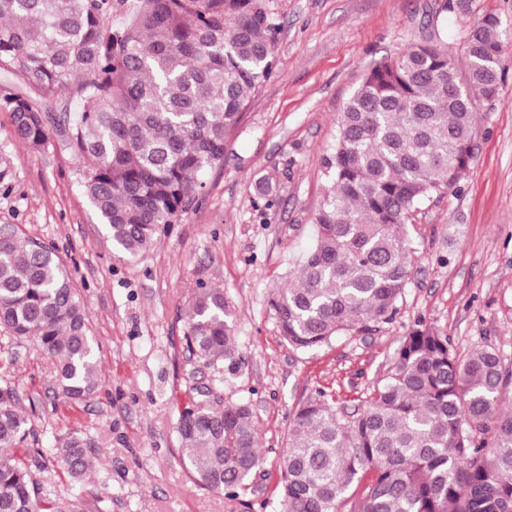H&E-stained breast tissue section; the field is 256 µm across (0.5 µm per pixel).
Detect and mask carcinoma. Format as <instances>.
<instances>
[{"instance_id": "carcinoma-1", "label": "carcinoma", "mask_w": 512, "mask_h": 512, "mask_svg": "<svg viewBox=\"0 0 512 512\" xmlns=\"http://www.w3.org/2000/svg\"><path fill=\"white\" fill-rule=\"evenodd\" d=\"M273 0H0V71L46 96L74 90L56 118L21 93L0 94L17 139L39 150L59 130L89 163L85 193L112 241L135 256L176 222L224 163L230 132L277 66ZM503 22L485 13L464 41L465 68L438 45L410 47L370 69L340 113L329 187L299 274L269 294L281 336L300 351L366 332L398 311L416 255L407 225L457 185L472 161L477 115L501 77ZM263 206L277 202L261 180ZM0 327L56 366L70 401L101 385L87 313L52 247L0 226ZM186 343L205 364L235 358L224 292L199 284ZM499 352L459 355L419 322L353 412L320 393L295 411L279 464L280 512H512V409ZM0 387V512H47L22 458L32 433ZM177 432L204 489L237 498L260 466L249 404L185 409ZM90 442L74 432L57 457L79 480Z\"/></svg>"}]
</instances>
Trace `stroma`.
Instances as JSON below:
<instances>
[{
    "label": "stroma",
    "mask_w": 512,
    "mask_h": 512,
    "mask_svg": "<svg viewBox=\"0 0 512 512\" xmlns=\"http://www.w3.org/2000/svg\"><path fill=\"white\" fill-rule=\"evenodd\" d=\"M282 24L277 69L248 99L224 163L202 176L205 192L145 252L112 241L82 184L88 164L52 138L33 150L0 112V159L12 186L0 191V225L55 248L85 302L101 387L64 399L54 367L30 342L0 352V385L16 388L45 456L31 474L70 512H277L279 463L296 408L318 393L354 411L391 368L417 323L440 329L458 354L491 345L512 372V0H274ZM506 29L501 90L475 103L474 160L460 182L421 205L407 232L417 259L395 317L369 333L308 352L281 336L267 300L313 244L326 188L324 161L336 120L368 71L431 42L462 60L485 12ZM277 191L258 205L255 184ZM224 292L239 356L204 365L186 345L185 315L199 283ZM222 404L249 403L262 465L239 498L196 485L177 433L200 387ZM87 437V470L73 482L49 449Z\"/></svg>",
    "instance_id": "1"
}]
</instances>
